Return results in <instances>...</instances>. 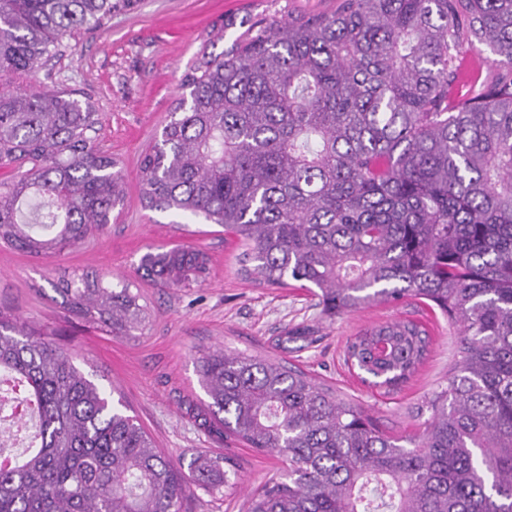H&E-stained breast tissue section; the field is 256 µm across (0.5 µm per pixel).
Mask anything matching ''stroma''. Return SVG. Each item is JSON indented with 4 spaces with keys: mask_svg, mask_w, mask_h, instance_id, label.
Instances as JSON below:
<instances>
[{
    "mask_svg": "<svg viewBox=\"0 0 512 512\" xmlns=\"http://www.w3.org/2000/svg\"><path fill=\"white\" fill-rule=\"evenodd\" d=\"M337 0H137L113 12L106 26L68 40L34 89L82 92L99 114L96 141L118 160L125 196L111 224L63 254L37 258L0 248V310L55 333L56 343L87 378L122 396L172 461L205 450L229 456L235 485L221 495L197 487L185 493V512H248L268 480L286 475L284 458L228 439L214 422L199 382V360L221 349L296 366L341 397L358 404L386 434L419 435L430 417L429 394L448 381L458 359L457 330L435 308L408 298L328 318L298 283L261 284L239 272L236 240L216 225L144 207L140 160L176 107L180 81L202 44L225 17L256 21L335 12ZM204 250L205 281L160 288L137 267L152 245ZM96 274L103 285L123 282L149 306L143 335L116 337L70 314L54 287L60 279ZM412 320L429 334V353L418 371L394 389L362 383L345 362L346 342L380 324Z\"/></svg>",
    "mask_w": 512,
    "mask_h": 512,
    "instance_id": "1",
    "label": "stroma"
}]
</instances>
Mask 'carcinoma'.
Segmentation results:
<instances>
[{"mask_svg":"<svg viewBox=\"0 0 512 512\" xmlns=\"http://www.w3.org/2000/svg\"><path fill=\"white\" fill-rule=\"evenodd\" d=\"M131 0H0V77L41 70L64 41ZM184 75L140 161L141 198L220 224L240 272L297 282L332 318L426 300L458 327L460 359L433 391L423 435L381 432L369 415L294 366L219 351L200 361L224 432L288 461L250 512H512V0H339L336 12L249 25ZM503 67H466L477 46ZM98 114L75 90L0 89V246L52 257L111 223L124 190L96 143ZM209 256L150 248L161 288L204 280ZM64 308L114 336H141L128 286L81 277ZM430 338L413 321L347 343L372 384L407 382ZM0 373L35 420L28 450L0 440V512H182L187 484L229 486L221 460L188 471L136 417L74 367L47 333L0 311Z\"/></svg>","mask_w":512,"mask_h":512,"instance_id":"obj_1","label":"carcinoma"}]
</instances>
